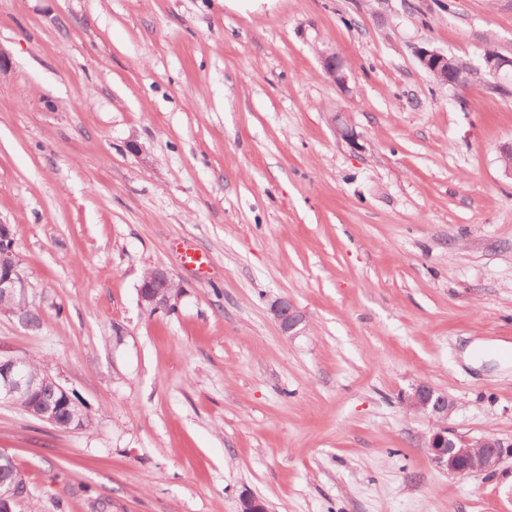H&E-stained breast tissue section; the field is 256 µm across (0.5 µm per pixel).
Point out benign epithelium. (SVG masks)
<instances>
[{
    "instance_id": "7a95c632",
    "label": "benign epithelium",
    "mask_w": 512,
    "mask_h": 512,
    "mask_svg": "<svg viewBox=\"0 0 512 512\" xmlns=\"http://www.w3.org/2000/svg\"><path fill=\"white\" fill-rule=\"evenodd\" d=\"M422 67L433 74L439 84L458 88L464 85L466 71L451 65L448 54L424 49L420 51ZM325 72L336 83L343 85L347 80L341 57L334 53L322 54ZM484 72L500 81L512 72V58L499 53L483 55ZM336 132L346 142L359 146V135L340 114L336 115ZM157 288H138L139 301L149 309L169 310L172 301L178 300L181 286L176 283L164 268H156ZM18 300L19 308L12 311L15 316L31 308L28 297V282L20 260L13 250L11 225L0 224V296ZM272 312L280 330L293 334L304 322L288 298L281 297L272 304ZM26 394L41 403L37 416L52 425H58L57 414L70 405L68 390L50 375L29 376L21 368L15 357L0 358V400L11 402L16 396ZM402 403L407 411L424 415L433 423V429L422 436L421 447L425 448L432 462L450 475L464 477L474 473L487 475L496 472L504 456L512 455V442L506 443L496 437L484 436L469 438L448 427V417L455 403L447 394L436 390L426 382L414 384L410 391L402 395Z\"/></svg>"
}]
</instances>
